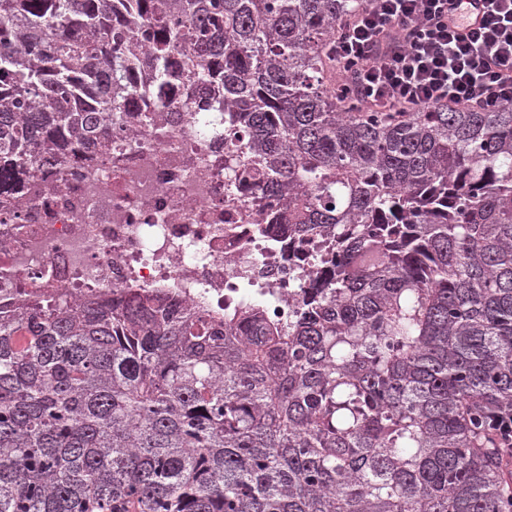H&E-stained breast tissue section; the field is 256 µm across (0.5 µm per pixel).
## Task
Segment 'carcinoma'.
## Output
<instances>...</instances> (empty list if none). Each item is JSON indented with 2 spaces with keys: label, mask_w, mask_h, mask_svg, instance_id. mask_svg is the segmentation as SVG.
<instances>
[{
  "label": "carcinoma",
  "mask_w": 512,
  "mask_h": 512,
  "mask_svg": "<svg viewBox=\"0 0 512 512\" xmlns=\"http://www.w3.org/2000/svg\"><path fill=\"white\" fill-rule=\"evenodd\" d=\"M359 6L0 0V191L215 82L229 180L336 241L286 326L161 292L1 315L0 512H512V107L339 111Z\"/></svg>",
  "instance_id": "carcinoma-1"
}]
</instances>
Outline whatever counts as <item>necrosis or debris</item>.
Returning a JSON list of instances; mask_svg holds the SVG:
<instances>
[{"mask_svg":"<svg viewBox=\"0 0 512 512\" xmlns=\"http://www.w3.org/2000/svg\"><path fill=\"white\" fill-rule=\"evenodd\" d=\"M178 83L139 100L19 190L0 193V308L24 300L161 291L215 320L261 302L272 323L304 304L319 239L290 238L261 194L228 182L220 113Z\"/></svg>","mask_w":512,"mask_h":512,"instance_id":"necrosis-or-debris-1","label":"necrosis or debris"}]
</instances>
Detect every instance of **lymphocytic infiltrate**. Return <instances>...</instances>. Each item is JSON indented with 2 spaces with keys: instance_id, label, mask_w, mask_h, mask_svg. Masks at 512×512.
<instances>
[{
  "instance_id": "1",
  "label": "lymphocytic infiltrate",
  "mask_w": 512,
  "mask_h": 512,
  "mask_svg": "<svg viewBox=\"0 0 512 512\" xmlns=\"http://www.w3.org/2000/svg\"><path fill=\"white\" fill-rule=\"evenodd\" d=\"M486 2L473 25L449 16L448 0H364L325 47L338 99L372 112L511 105L512 0Z\"/></svg>"
}]
</instances>
